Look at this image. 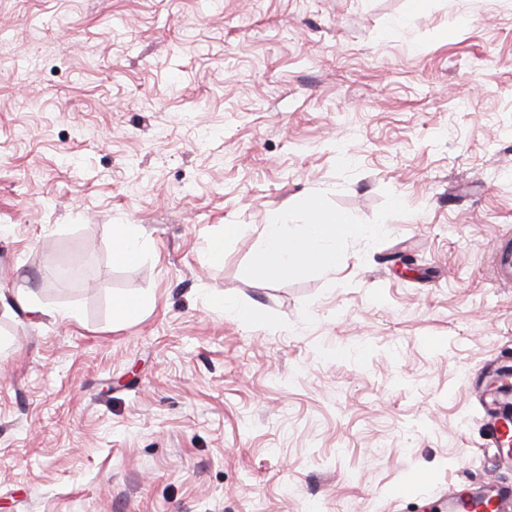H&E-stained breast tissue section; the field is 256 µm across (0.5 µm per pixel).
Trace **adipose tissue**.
<instances>
[{
  "label": "adipose tissue",
  "mask_w": 512,
  "mask_h": 512,
  "mask_svg": "<svg viewBox=\"0 0 512 512\" xmlns=\"http://www.w3.org/2000/svg\"><path fill=\"white\" fill-rule=\"evenodd\" d=\"M301 224L280 221L265 225L262 243L252 266L269 279L297 277L310 269L336 270L342 261L339 245L347 238H373L384 232L381 224L359 225L347 216L331 213L315 202L305 205Z\"/></svg>",
  "instance_id": "ef3b65f1"
}]
</instances>
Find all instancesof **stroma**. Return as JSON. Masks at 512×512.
<instances>
[{
	"label": "stroma",
	"instance_id": "35a3bbf8",
	"mask_svg": "<svg viewBox=\"0 0 512 512\" xmlns=\"http://www.w3.org/2000/svg\"><path fill=\"white\" fill-rule=\"evenodd\" d=\"M312 198L388 230L257 275L264 225ZM510 240L512 0H0V512H438L512 485L478 390L492 362L512 383ZM78 256L93 285L58 287ZM143 234L136 224H116L112 227V261L132 264L140 260L143 252ZM154 295H141L137 297L118 298L113 303L117 319L121 322H130L137 319L142 313L155 307Z\"/></svg>",
	"mask_w": 512,
	"mask_h": 512
}]
</instances>
